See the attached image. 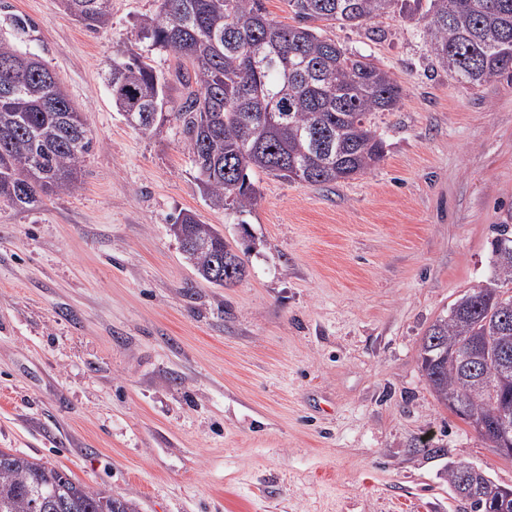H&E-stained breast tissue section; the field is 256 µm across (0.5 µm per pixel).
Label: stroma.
I'll list each match as a JSON object with an SVG mask.
<instances>
[{"label": "stroma", "instance_id": "35a3bbf8", "mask_svg": "<svg viewBox=\"0 0 512 512\" xmlns=\"http://www.w3.org/2000/svg\"><path fill=\"white\" fill-rule=\"evenodd\" d=\"M159 10L112 0L91 31L58 0H0V36L56 74L93 138L75 189L0 201V449L139 512H463L447 478L462 459L512 487V458L438 404L419 360L492 275L512 78L457 83L399 13L324 25L402 87L372 117L383 160L329 187L259 174L251 209H218L176 127L142 132L112 102L108 72L133 50L179 103L177 59L140 28ZM182 211L233 246L239 282L196 274L169 230Z\"/></svg>", "mask_w": 512, "mask_h": 512}]
</instances>
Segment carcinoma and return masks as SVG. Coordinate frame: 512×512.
Returning <instances> with one entry per match:
<instances>
[{"mask_svg": "<svg viewBox=\"0 0 512 512\" xmlns=\"http://www.w3.org/2000/svg\"><path fill=\"white\" fill-rule=\"evenodd\" d=\"M85 28L109 24L112 0L81 16V0H60ZM295 24L269 18L261 0H161L142 22L153 45L180 61V102L165 111L169 86L146 57L131 52L112 69V100L144 131L175 121L210 204L244 212L257 201L251 176L309 185L355 179L383 158L375 112L398 108L402 88L367 55L344 50L314 22L359 26L395 12L399 0H287ZM437 64L456 82L478 86L512 76V0H414ZM83 113L36 56L0 39V200L33 209L71 191L89 153ZM204 280L242 279L245 265L224 236L195 215L173 220ZM493 276L458 298L427 329L421 371L435 399L473 427L492 429L512 400V212L491 243ZM469 512H512L506 487L489 474L475 482ZM0 512H137L134 501L75 481L63 469L0 449Z\"/></svg>", "mask_w": 512, "mask_h": 512, "instance_id": "cac0c4a2", "label": "carcinoma"}]
</instances>
